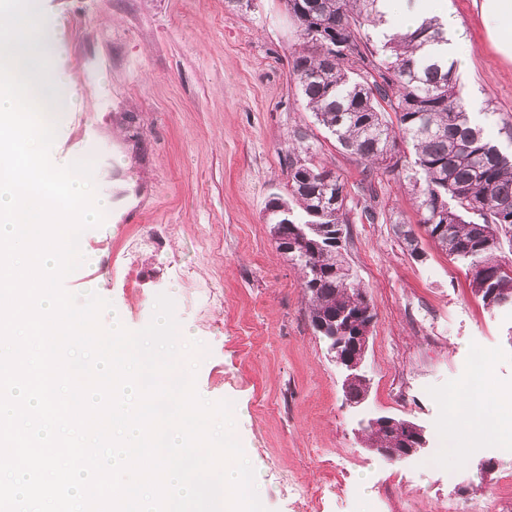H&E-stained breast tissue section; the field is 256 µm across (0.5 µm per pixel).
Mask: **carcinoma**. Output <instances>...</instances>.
<instances>
[{
  "mask_svg": "<svg viewBox=\"0 0 512 512\" xmlns=\"http://www.w3.org/2000/svg\"><path fill=\"white\" fill-rule=\"evenodd\" d=\"M382 0H286L303 48L292 59L290 81L307 109L364 165L366 177L397 174L414 196L417 223L448 255L479 269L471 286L489 308L512 304V276L501 272V237L512 241V154L489 141L467 112L456 68L431 47L444 41L435 19L407 32L370 33L386 23ZM284 156L288 197L274 195L267 223L288 224L313 324L335 345L330 319L371 308L366 293L347 274L336 230H348L344 181L317 160L301 131L290 136ZM412 161L403 163L398 142ZM445 230L435 236L440 225ZM412 255L419 242L407 224L396 225ZM369 447L398 448L381 428H364Z\"/></svg>",
  "mask_w": 512,
  "mask_h": 512,
  "instance_id": "cac0c4a2",
  "label": "carcinoma"
}]
</instances>
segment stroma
I'll list each match as a JSON object with an SVG mask.
<instances>
[{"instance_id":"1","label":"stroma","mask_w":512,"mask_h":512,"mask_svg":"<svg viewBox=\"0 0 512 512\" xmlns=\"http://www.w3.org/2000/svg\"><path fill=\"white\" fill-rule=\"evenodd\" d=\"M468 57L466 108L512 152V66L491 47L473 0H447ZM52 18L53 69L78 97L63 112L54 163L92 162L110 209L81 235L83 264L63 281L110 301L128 330L172 298L186 341L201 345L198 394L234 404V433L267 512H512V444L470 442L438 454L448 399L468 362L489 351L486 408L512 414V307H484L466 263L427 235L414 259L395 233L416 222L397 175L365 180L359 159L318 125L289 70L301 50L285 0H39ZM303 130L340 173L351 208L345 258L376 317L361 369L367 399L349 405L345 372L314 332L298 269L279 255L264 215L286 193L283 157ZM375 221H366L363 207ZM386 414L425 430L418 455L384 460L366 419ZM492 464L483 472L484 464Z\"/></svg>"}]
</instances>
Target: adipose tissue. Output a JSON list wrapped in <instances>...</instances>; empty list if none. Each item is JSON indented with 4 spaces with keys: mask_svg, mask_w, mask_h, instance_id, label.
<instances>
[{
    "mask_svg": "<svg viewBox=\"0 0 512 512\" xmlns=\"http://www.w3.org/2000/svg\"><path fill=\"white\" fill-rule=\"evenodd\" d=\"M444 0H430L424 15L409 16L404 20L408 29L416 28L423 18H436L447 31V43L438 46L437 51L455 67H462L465 61L462 41L457 33L454 20L448 15ZM479 12L484 21L487 36L504 63L512 65V0H480ZM448 408L460 414L466 421V428L449 427L448 442L451 448L477 440H494L512 434V420L501 421L488 412L477 393L450 400Z\"/></svg>",
    "mask_w": 512,
    "mask_h": 512,
    "instance_id": "ef3b65f1",
    "label": "adipose tissue"
}]
</instances>
